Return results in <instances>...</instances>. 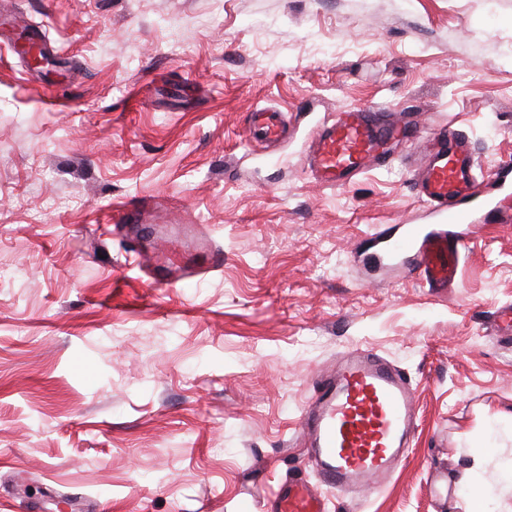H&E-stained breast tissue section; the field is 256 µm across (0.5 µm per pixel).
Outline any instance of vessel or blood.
<instances>
[{
	"instance_id": "obj_1",
	"label": "vessel or blood",
	"mask_w": 512,
	"mask_h": 512,
	"mask_svg": "<svg viewBox=\"0 0 512 512\" xmlns=\"http://www.w3.org/2000/svg\"><path fill=\"white\" fill-rule=\"evenodd\" d=\"M285 126L277 111L255 108L245 130L250 141H279ZM413 120H393L383 108L337 113L316 130L311 143V174L323 186L346 185L390 158L389 140H416ZM426 160L416 191L432 218L405 225L398 238L382 237L378 254L389 264L407 262L430 288L454 286L461 256V228L486 199L484 179L471 143L443 128L424 146ZM415 392L407 376L369 349L344 353L323 376L301 417L318 486L303 478L279 484L269 495L272 512H329L326 490L359 495L387 484L409 446L415 425Z\"/></svg>"
}]
</instances>
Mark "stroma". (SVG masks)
<instances>
[{
    "label": "stroma",
    "instance_id": "obj_1",
    "mask_svg": "<svg viewBox=\"0 0 512 512\" xmlns=\"http://www.w3.org/2000/svg\"><path fill=\"white\" fill-rule=\"evenodd\" d=\"M46 34L0 44V512H270L309 475L315 382L352 348L405 369L413 446L331 512H512V192L474 216L448 293L366 266L420 224L423 147L340 188L310 173L325 117L382 106L512 167V0H0ZM259 105L275 146L245 145ZM143 207L130 230L112 209ZM224 265L208 270L209 247ZM195 273L167 288L155 258ZM280 113L265 107H256L250 112L245 130L249 141L262 140L268 144L279 141L285 133V126L279 117Z\"/></svg>",
    "mask_w": 512,
    "mask_h": 512
}]
</instances>
